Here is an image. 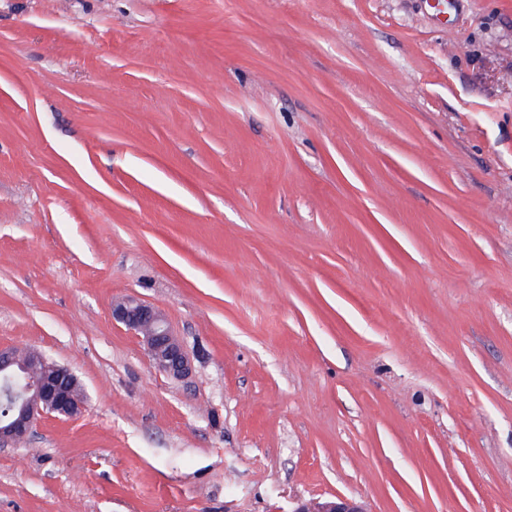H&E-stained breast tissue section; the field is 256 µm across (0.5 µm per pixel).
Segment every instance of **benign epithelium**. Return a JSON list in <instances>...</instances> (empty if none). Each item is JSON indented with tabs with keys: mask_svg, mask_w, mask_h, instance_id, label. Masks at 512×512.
Listing matches in <instances>:
<instances>
[{
	"mask_svg": "<svg viewBox=\"0 0 512 512\" xmlns=\"http://www.w3.org/2000/svg\"><path fill=\"white\" fill-rule=\"evenodd\" d=\"M112 318L143 337L149 356L162 372L184 379L191 373L189 358L180 341L172 334L164 314L137 297L129 296L112 304ZM35 361L44 366L39 377H27V367L14 349L0 348V384L3 396L14 405L16 413L0 421V443L25 442L40 418L73 419L81 414L83 402L72 393L75 376L65 367L34 352ZM24 378L19 387L15 381ZM292 512H368L354 499L337 497L299 502Z\"/></svg>",
	"mask_w": 512,
	"mask_h": 512,
	"instance_id": "7a95c632",
	"label": "benign epithelium"
}]
</instances>
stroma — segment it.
<instances>
[{"label":"stroma","mask_w":512,"mask_h":512,"mask_svg":"<svg viewBox=\"0 0 512 512\" xmlns=\"http://www.w3.org/2000/svg\"><path fill=\"white\" fill-rule=\"evenodd\" d=\"M0 347V512H512V0H0ZM112 318L143 337L149 356L159 370L176 379L190 375L189 358L161 311L129 296L112 304ZM26 356L30 350L18 351ZM14 349L0 348V380L3 396L14 405L15 415L0 421V443L20 444L25 442L40 418L53 417L73 419L83 409V392L77 381L72 393L75 376L65 367L49 361L40 352H33L34 362L44 366L39 377L27 378V367ZM26 379V384L18 387L14 382ZM9 401L0 398V414L9 409ZM292 512H368L365 505L354 499L336 497L312 502H299Z\"/></svg>","instance_id":"1"}]
</instances>
